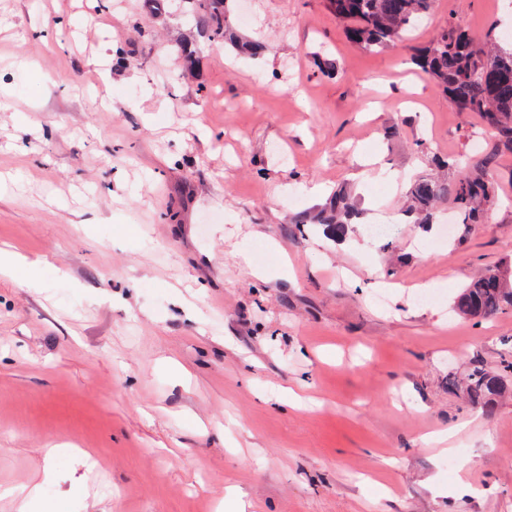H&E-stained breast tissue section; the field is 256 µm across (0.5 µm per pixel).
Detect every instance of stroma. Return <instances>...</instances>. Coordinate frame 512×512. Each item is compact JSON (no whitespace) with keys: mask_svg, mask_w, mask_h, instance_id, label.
Segmentation results:
<instances>
[{"mask_svg":"<svg viewBox=\"0 0 512 512\" xmlns=\"http://www.w3.org/2000/svg\"><path fill=\"white\" fill-rule=\"evenodd\" d=\"M143 2L0 0V248L39 262L0 280V512H512V395L466 393L512 386V309L452 310L512 259V151L410 62L505 0H436L376 51L326 0H232L269 49L202 43L196 81L189 19ZM456 158L495 186L482 223H406ZM339 187L335 242L297 218ZM469 390L474 400L482 401L486 407H489L496 397L508 390V385L500 373L475 367L469 375Z\"/></svg>","mask_w":512,"mask_h":512,"instance_id":"obj_1","label":"stroma"}]
</instances>
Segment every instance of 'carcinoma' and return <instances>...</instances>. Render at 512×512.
Returning <instances> with one entry per match:
<instances>
[{
  "label": "carcinoma",
  "instance_id": "cac0c4a2",
  "mask_svg": "<svg viewBox=\"0 0 512 512\" xmlns=\"http://www.w3.org/2000/svg\"><path fill=\"white\" fill-rule=\"evenodd\" d=\"M229 0H182L197 35L209 41L231 36ZM434 0H327L329 11L342 25L346 38L357 46L374 50L399 40L432 9ZM415 63L463 112H477L485 126L505 148L512 150V41L499 35L477 42L452 23L425 48L416 51ZM450 197L462 224H476L494 197L493 184L478 166L461 170L455 180L435 177L414 181L408 189L407 212L417 223L430 222L432 211ZM356 217L354 203L343 190L332 194L314 216L335 241L346 238ZM512 307V274L489 270L464 287L454 308L473 319H484ZM470 396L490 405L508 390L499 373L480 367L469 375Z\"/></svg>",
  "mask_w": 512,
  "mask_h": 512
}]
</instances>
